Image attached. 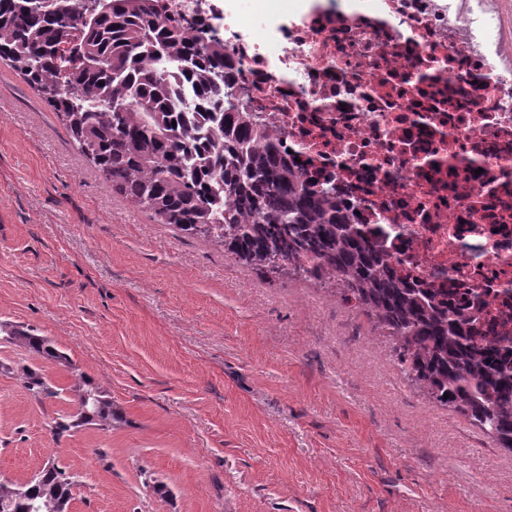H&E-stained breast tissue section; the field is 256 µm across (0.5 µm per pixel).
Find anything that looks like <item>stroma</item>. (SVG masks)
Returning a JSON list of instances; mask_svg holds the SVG:
<instances>
[{
  "label": "stroma",
  "mask_w": 512,
  "mask_h": 512,
  "mask_svg": "<svg viewBox=\"0 0 512 512\" xmlns=\"http://www.w3.org/2000/svg\"><path fill=\"white\" fill-rule=\"evenodd\" d=\"M1 321L123 412L58 439L68 399L0 372V479L55 459L77 512H512V453L404 383L364 316L134 209L3 64ZM24 349L32 359H45L67 368L74 373L69 358L58 350L51 341L32 326L0 322V344Z\"/></svg>",
  "instance_id": "35a3bbf8"
}]
</instances>
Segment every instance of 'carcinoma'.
I'll use <instances>...</instances> for the list:
<instances>
[{
	"mask_svg": "<svg viewBox=\"0 0 512 512\" xmlns=\"http://www.w3.org/2000/svg\"><path fill=\"white\" fill-rule=\"evenodd\" d=\"M0 0V62L56 114L106 184L133 206L265 274L274 255L303 278L335 286L344 305L389 342L402 374L430 401L512 452V340H483L480 305L455 309L401 278L336 187L297 172L268 125L237 98L224 43L162 13L158 0ZM181 63L179 74L164 62ZM188 88L193 111L181 109ZM74 374L84 415L53 420L55 436L123 422L107 390L74 373L32 326L0 322V344ZM0 369L35 400L59 397L33 364ZM449 398H444V394ZM31 483L0 481L11 512H62L76 481L55 461Z\"/></svg>",
	"mask_w": 512,
	"mask_h": 512,
	"instance_id": "obj_1",
	"label": "carcinoma"
}]
</instances>
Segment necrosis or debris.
<instances>
[{
	"instance_id": "necrosis-or-debris-1",
	"label": "necrosis or debris",
	"mask_w": 512,
	"mask_h": 512,
	"mask_svg": "<svg viewBox=\"0 0 512 512\" xmlns=\"http://www.w3.org/2000/svg\"><path fill=\"white\" fill-rule=\"evenodd\" d=\"M160 0L204 19L251 111L402 275L512 314V56L494 0Z\"/></svg>"
}]
</instances>
